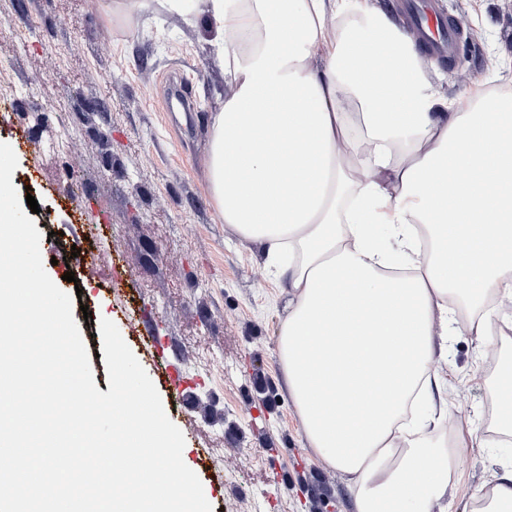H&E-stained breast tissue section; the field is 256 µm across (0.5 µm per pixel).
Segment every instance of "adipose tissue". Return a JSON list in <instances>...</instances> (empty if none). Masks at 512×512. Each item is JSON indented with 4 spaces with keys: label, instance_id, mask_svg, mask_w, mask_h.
<instances>
[{
    "label": "adipose tissue",
    "instance_id": "obj_1",
    "mask_svg": "<svg viewBox=\"0 0 512 512\" xmlns=\"http://www.w3.org/2000/svg\"><path fill=\"white\" fill-rule=\"evenodd\" d=\"M125 25L183 0H100ZM232 92L206 122L221 222L288 289L284 383L355 512H453L454 448L409 412L448 406L433 370L459 331L512 315V91L441 96L368 0H195ZM470 512H512V465Z\"/></svg>",
    "mask_w": 512,
    "mask_h": 512
}]
</instances>
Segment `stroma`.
<instances>
[{"label":"stroma","mask_w":512,"mask_h":512,"mask_svg":"<svg viewBox=\"0 0 512 512\" xmlns=\"http://www.w3.org/2000/svg\"><path fill=\"white\" fill-rule=\"evenodd\" d=\"M465 33L455 60L432 62L439 92L454 97L475 79L512 88V0H434ZM216 33L165 12L136 27L107 20L96 0H0V142L18 160L17 191L40 212L46 271L80 293L72 315L93 381L110 390L101 319L113 321L185 436L183 460L213 512H353L338 471L321 460L283 385L279 332L287 291L275 287L259 247L212 211L204 172L207 112L231 91ZM39 88L44 105L24 108L16 84ZM73 134L61 151L49 135ZM93 259L64 281L75 242ZM499 344L458 332L438 370L448 381V419L439 435L499 411ZM178 367L190 381L175 390ZM457 508L495 471L512 444H462Z\"/></svg>","instance_id":"obj_1"}]
</instances>
